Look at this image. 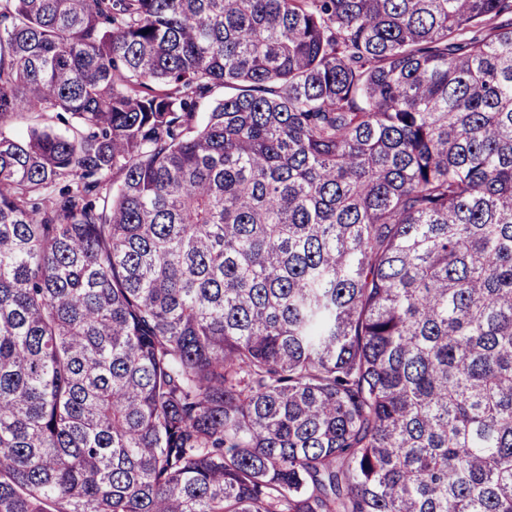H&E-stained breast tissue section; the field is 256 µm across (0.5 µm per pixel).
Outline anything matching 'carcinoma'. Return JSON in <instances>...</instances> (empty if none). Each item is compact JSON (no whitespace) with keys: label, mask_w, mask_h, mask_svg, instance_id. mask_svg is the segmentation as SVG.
Returning <instances> with one entry per match:
<instances>
[{"label":"carcinoma","mask_w":512,"mask_h":512,"mask_svg":"<svg viewBox=\"0 0 512 512\" xmlns=\"http://www.w3.org/2000/svg\"><path fill=\"white\" fill-rule=\"evenodd\" d=\"M0 512H512V0H0Z\"/></svg>","instance_id":"obj_1"}]
</instances>
